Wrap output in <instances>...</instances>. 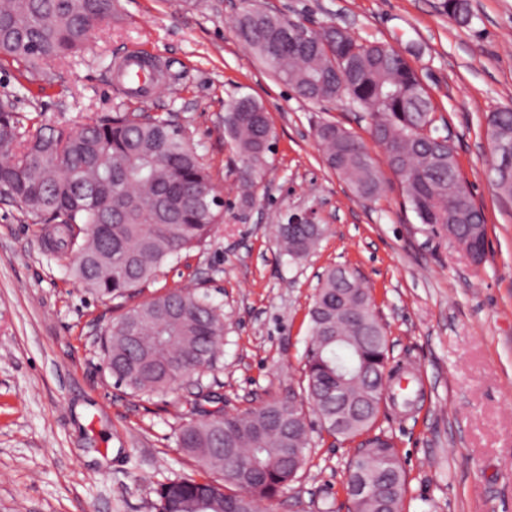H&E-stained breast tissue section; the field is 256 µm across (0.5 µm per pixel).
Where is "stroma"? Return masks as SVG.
Instances as JSON below:
<instances>
[{
  "mask_svg": "<svg viewBox=\"0 0 512 512\" xmlns=\"http://www.w3.org/2000/svg\"><path fill=\"white\" fill-rule=\"evenodd\" d=\"M316 29L334 22L362 40L401 49L430 93L441 135L487 230L482 264L420 223L384 165L363 113L347 100L299 97L239 41L242 0H119L85 50L57 63L53 84L0 68V97L15 96L23 128H73L117 110L169 115L213 175L224 222L201 246L162 268L140 300L195 285L224 309L215 367L178 390L140 399L104 365L102 331L123 299L86 291L71 258L50 254L51 225L0 200V512H153L154 491L197 475L175 433L197 390L235 412L298 389L318 275L346 266L364 277L397 364L415 374L413 413L383 403L377 428L392 434L407 472L404 512H512V203L489 178L486 117L512 103V0H469L458 25L444 0H256ZM153 57L158 94L129 98L108 72L131 51ZM262 103L277 138L253 198L245 166L224 134L235 97ZM324 122L361 139L384 183L356 198L325 164ZM315 209L326 233L298 266L282 263L274 227ZM354 452L313 430L297 479L261 512H325L344 503Z\"/></svg>",
  "mask_w": 512,
  "mask_h": 512,
  "instance_id": "obj_1",
  "label": "stroma"
}]
</instances>
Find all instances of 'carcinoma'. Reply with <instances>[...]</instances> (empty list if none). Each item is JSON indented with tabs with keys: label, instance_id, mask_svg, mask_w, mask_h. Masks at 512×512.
<instances>
[{
	"label": "carcinoma",
	"instance_id": "cac0c4a2",
	"mask_svg": "<svg viewBox=\"0 0 512 512\" xmlns=\"http://www.w3.org/2000/svg\"><path fill=\"white\" fill-rule=\"evenodd\" d=\"M461 25L472 20L467 0H446ZM116 13V0H0V62L18 65L29 81L52 80V64L82 51L84 38ZM304 25L246 7L235 21L240 41L299 96L325 101L345 96L369 120L372 139L399 178L420 222L486 252L482 210L463 179L456 149L438 134L435 107L417 71L387 42L363 41L330 22L305 42L288 41ZM224 127L247 169L262 174L275 140L265 108L244 95L228 105ZM316 137L327 165L361 200L383 190L364 143L334 123ZM486 137L512 145V107L487 117ZM498 194L512 200V173L496 176ZM19 205L37 224L53 225L50 250L72 255L69 270L101 297L133 296L182 252L198 247L223 223L216 187L182 130L162 114L114 112L75 130L21 131L12 96L0 98V196ZM325 232L321 224H278L280 257L298 265ZM309 315L300 394L272 397L261 406L220 418L201 417L196 402L182 416L176 444L215 480L175 478L156 490L155 512H259L302 469L311 445L314 413L334 439L358 442L346 489L372 481V493L350 496L351 512H402L407 476L392 436L373 433L380 392L372 375L390 365L385 325L360 278L344 280L333 267L321 278ZM101 349L116 384L152 397L212 367L224 341V311L195 288L157 295L125 311L103 333ZM366 404V414L336 430V405L324 395ZM301 458L288 461V448Z\"/></svg>",
	"mask_w": 512,
	"mask_h": 512
}]
</instances>
